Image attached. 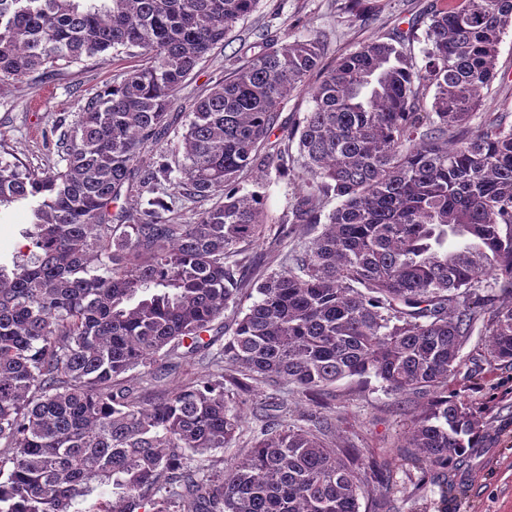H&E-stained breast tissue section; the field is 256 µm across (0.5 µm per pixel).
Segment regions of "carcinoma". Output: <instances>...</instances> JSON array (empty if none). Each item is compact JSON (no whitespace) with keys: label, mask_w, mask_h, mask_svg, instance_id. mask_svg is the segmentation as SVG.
<instances>
[{"label":"carcinoma","mask_w":512,"mask_h":512,"mask_svg":"<svg viewBox=\"0 0 512 512\" xmlns=\"http://www.w3.org/2000/svg\"><path fill=\"white\" fill-rule=\"evenodd\" d=\"M259 0H0V85L111 50L141 64L89 98L59 135L66 164L45 170L0 147V207L30 205L31 257L0 264V512H72L99 485L97 512H360L369 461L326 442L323 395L373 376L424 403L404 456L445 469L482 443L483 424L448 396L484 310L471 284L512 293V127L475 130L512 0H435L424 65L405 37L324 61L317 38L265 36L198 99L175 152L145 158L176 95ZM318 80L309 83V78ZM312 107L291 128L304 158L290 224L321 223L296 259L243 292L226 259L259 240L264 196L240 178L262 154L281 104ZM212 202L190 224L178 197ZM130 206L112 211L121 198ZM237 326L225 369L172 384L173 357L209 356L224 311ZM493 360L512 364V305L491 310ZM143 368L150 387L126 374ZM283 383L309 397V426L271 400L244 457L213 471L195 456L229 447L242 412L229 393Z\"/></svg>","instance_id":"cac0c4a2"}]
</instances>
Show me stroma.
Masks as SVG:
<instances>
[{
  "label": "stroma",
  "instance_id": "stroma-1",
  "mask_svg": "<svg viewBox=\"0 0 512 512\" xmlns=\"http://www.w3.org/2000/svg\"><path fill=\"white\" fill-rule=\"evenodd\" d=\"M371 9L369 21L356 20L344 12V0H260L257 10L236 23L224 45L216 47L199 64L177 95L172 125L160 144L170 163L178 155L171 146L179 141L185 116L194 101L207 93L212 84L234 68L238 58L250 55L261 34L289 39L320 38L327 59H334L380 37L408 29L415 35L406 48L414 64H422L425 29L419 24L432 0H364ZM136 57L105 53L62 66L51 79L29 77L25 82L0 90V141L35 166L63 167L60 148L46 141L51 127L71 125L88 97L105 84L121 81L125 71L136 64ZM496 69L498 78L482 91L484 105L475 113L472 126L484 125L488 117H501L512 125V30L502 39ZM301 163H294L288 175L275 169L254 172L243 179V192H262L268 225L263 237L246 246L247 256L258 257L249 266L247 277L254 280L290 264L294 255L310 245L319 229L296 225L292 235L277 236L276 220L290 208ZM31 223L30 211L23 205L0 210V263L11 264L25 251L23 230ZM488 315H481L464 345L457 367L449 379V392L465 402L483 423L480 447L453 457L447 469L421 471L405 464L401 447L410 435L418 413L414 398L388 393L378 380L359 383L357 378L337 382L328 395L327 413L333 422L328 435L331 445L354 447L369 455V487L360 499V512H424L427 502L447 496V512H512V365L492 361L488 354ZM279 392L288 403L289 424L304 425L309 409L306 398L294 386L279 389L258 384L244 395L243 431L230 448L203 456V464L233 463L249 448L253 434L261 427V417L272 392ZM447 490H440V482Z\"/></svg>",
  "mask_w": 512,
  "mask_h": 512
}]
</instances>
